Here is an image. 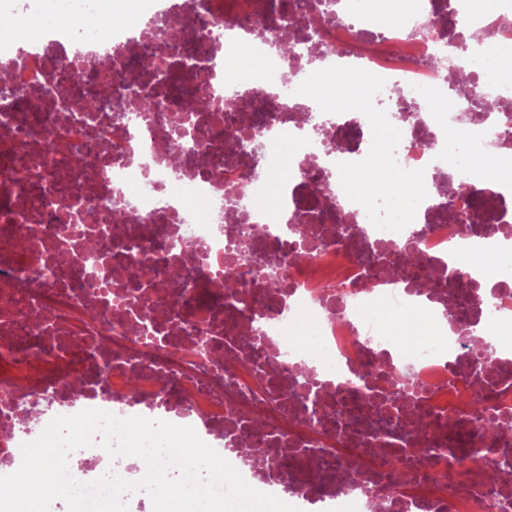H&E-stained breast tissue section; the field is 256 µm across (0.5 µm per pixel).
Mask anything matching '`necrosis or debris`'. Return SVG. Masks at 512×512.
<instances>
[{
	"label": "necrosis or debris",
	"mask_w": 512,
	"mask_h": 512,
	"mask_svg": "<svg viewBox=\"0 0 512 512\" xmlns=\"http://www.w3.org/2000/svg\"><path fill=\"white\" fill-rule=\"evenodd\" d=\"M278 2L149 0L101 37L67 21L41 28L35 0H0L24 32L0 41L10 77L0 89V461L15 472L22 444L52 417L100 409L193 427L246 482L289 495L299 512L316 502L373 512L394 456L418 465L386 512H500L512 487L491 496L465 471L512 472V341L492 363H475L470 346L489 324H512V167L500 163L512 152L501 132L512 80L472 62L512 68V0H401L395 12L388 0H329L331 21L310 0L281 18ZM165 16L189 30L188 44L143 70L141 43ZM93 61L112 70L108 92L92 89ZM174 72L184 87L150 117L119 111L130 91L147 97ZM200 79L225 115L248 105L261 161L223 136L175 128ZM447 92L460 107L429 105ZM487 96L497 111L471 108ZM52 130L63 145L47 155ZM275 140L293 144L288 159L270 151ZM381 144L409 223H390L385 198L336 184V167L367 169ZM413 174L432 182L410 191ZM461 180L480 184L481 205L456 192ZM462 244L479 256L480 292L468 298ZM176 270L180 298L164 285ZM274 275L283 288L272 300ZM227 277L234 291L221 289ZM379 301L437 341L406 348L369 324ZM400 369L402 387L389 386L385 373ZM477 409L507 429L471 431ZM256 438L268 454L258 469L240 452ZM71 459L81 482L129 474L127 458L102 450ZM349 464L361 483L341 494L333 484Z\"/></svg>",
	"instance_id": "necrosis-or-debris-1"
}]
</instances>
